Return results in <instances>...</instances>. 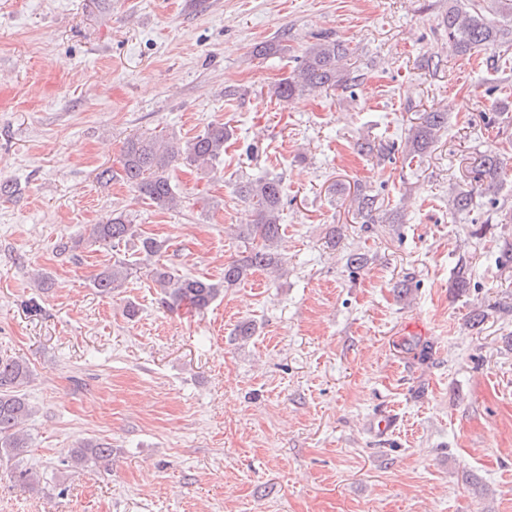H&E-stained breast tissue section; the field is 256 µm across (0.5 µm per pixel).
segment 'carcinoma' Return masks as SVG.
<instances>
[{
	"instance_id": "cac0c4a2",
	"label": "carcinoma",
	"mask_w": 512,
	"mask_h": 512,
	"mask_svg": "<svg viewBox=\"0 0 512 512\" xmlns=\"http://www.w3.org/2000/svg\"><path fill=\"white\" fill-rule=\"evenodd\" d=\"M487 6L476 5V0H448V11L442 25L448 32V47L460 56L472 55L494 46L508 36L512 28L502 24L512 22V0H485ZM350 55L348 44L329 37H319L302 55L296 57L297 66L288 77L282 79L274 89L280 101L303 95L310 91L334 90L351 87L353 77L343 65ZM447 116L443 112H428L423 121L413 129L406 143V156L413 159L429 153L445 130ZM230 138V130L221 122L210 123L206 129L185 143L181 149L163 147L155 136H136L125 142L120 159V168L110 167L98 173L101 182L114 179L136 187L149 204L170 209L176 202V194L169 171L174 162L181 159L189 165L205 167L224 155V143ZM506 173V162L497 153L480 157L475 166L476 179L495 186ZM239 196L252 203L257 222L240 228L238 238L245 242L239 258L224 266V276L219 281L194 276H177L166 266L152 270L156 284L163 289L165 304L170 307L188 305L202 312L228 288L241 283L257 270L277 269L282 260L275 250L281 237L280 213L284 206V188L279 177H263L247 180L237 187ZM356 210L364 222L373 220V214L383 207L376 195L359 194L353 197ZM473 208V197L459 192L451 200L453 213L465 215ZM91 237L113 248H120L129 240L138 241V252L148 259L162 252L164 242L137 232L136 225L122 212H114L102 224L93 225ZM130 264L122 259L99 272L93 287L101 294H112L123 287L130 275ZM471 277L464 260H459L452 288L464 293L470 288ZM32 381V372L27 364L12 358L0 359V460H19L28 448V437L23 424L31 413V406L23 388ZM113 448L101 441H87L70 452L71 466L88 464L107 466L112 461ZM15 481L25 487L34 488L40 482L37 472L16 466Z\"/></svg>"
}]
</instances>
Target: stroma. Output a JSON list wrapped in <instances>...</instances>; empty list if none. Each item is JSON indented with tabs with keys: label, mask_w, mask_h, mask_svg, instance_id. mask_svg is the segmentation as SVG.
<instances>
[{
	"label": "stroma",
	"mask_w": 512,
	"mask_h": 512,
	"mask_svg": "<svg viewBox=\"0 0 512 512\" xmlns=\"http://www.w3.org/2000/svg\"><path fill=\"white\" fill-rule=\"evenodd\" d=\"M447 9L0 0V180L18 187L0 199V358L33 373L22 464L41 476L31 491L0 464V512H512V170L491 191L472 172L512 158V41L458 56ZM320 34L349 44L357 86L277 100ZM272 40L285 53L255 54ZM431 111L448 129L407 162ZM213 122L231 130L224 155L172 167L176 208L98 181L127 139ZM264 176L283 180L286 272H255L204 312L169 310L135 245L88 240L122 211L164 241L156 264L222 279L255 219L237 185ZM359 193L382 200L374 223ZM119 258L133 273L101 295L92 281ZM243 321L255 335L236 336ZM89 440L112 444L110 469L70 466Z\"/></svg>",
	"instance_id": "35a3bbf8"
}]
</instances>
